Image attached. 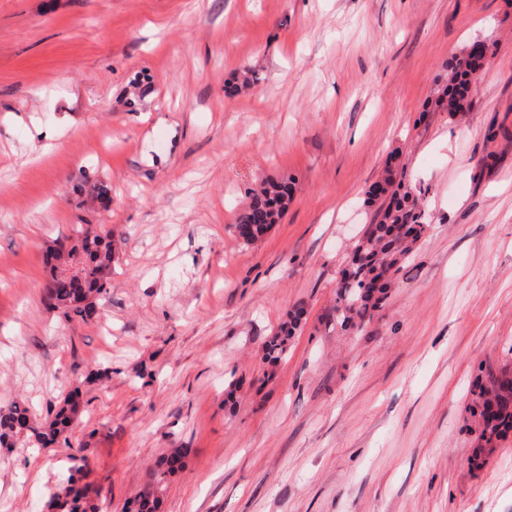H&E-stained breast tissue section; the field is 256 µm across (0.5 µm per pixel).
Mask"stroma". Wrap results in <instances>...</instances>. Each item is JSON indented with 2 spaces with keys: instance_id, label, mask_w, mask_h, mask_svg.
Instances as JSON below:
<instances>
[{
  "instance_id": "stroma-1",
  "label": "stroma",
  "mask_w": 512,
  "mask_h": 512,
  "mask_svg": "<svg viewBox=\"0 0 512 512\" xmlns=\"http://www.w3.org/2000/svg\"><path fill=\"white\" fill-rule=\"evenodd\" d=\"M476 40L470 107L429 111ZM390 174L430 228L344 329ZM268 180L288 210L243 242ZM79 224L117 248L69 324L42 253ZM491 369L512 372V0H0V408L81 401L67 443L0 447V512H48L79 448L100 512L175 448L162 512H512V432L471 462ZM304 310L302 307L293 311L288 321H285L279 327L277 333L272 336L264 345V357L271 363L279 361L287 352L288 341L297 333Z\"/></svg>"
}]
</instances>
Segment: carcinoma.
Segmentation results:
<instances>
[{
  "mask_svg": "<svg viewBox=\"0 0 512 512\" xmlns=\"http://www.w3.org/2000/svg\"><path fill=\"white\" fill-rule=\"evenodd\" d=\"M472 46L445 65V75L438 80L445 81L439 90L434 105L453 114L465 111L469 106L468 97L477 72L486 59L487 53L477 56ZM390 196L387 206L379 211L377 223L369 225L358 242L356 250L364 251L366 263L358 267L354 276L346 273L336 286V318L341 327L355 325L372 316L386 298L389 281L381 280L379 268H388L395 276L402 267V260L409 255L418 239L427 231L425 212L420 208L417 195L401 188H393V182L385 180L372 184L367 191V200L375 201L380 196ZM290 201L288 184L268 181L252 196V202L239 216L235 232L244 242L250 243L265 234L282 216ZM78 245L68 247L63 243L46 250L45 265L53 270L68 264L74 251L81 249L85 264L82 276L68 278L56 274L46 287L47 304L60 311L67 323L86 322L95 313L96 299L107 292L111 285L114 248L112 234L103 232L92 224H81L77 230ZM304 315L303 308L293 311L283 322L277 333L264 345V357L271 363L279 361L287 352L288 341L297 333ZM488 385L477 393L476 402L483 420L482 440L490 446L505 433L512 430V375L490 372ZM64 400L55 413L41 423H34L28 407L15 401L5 412H0V446L10 445L19 437L30 443L47 448L55 445L69 431L78 404L74 397ZM184 450L176 448L170 455L158 461L153 479L139 493L133 502L134 512H160L161 499L158 489L166 476L182 467ZM79 482L71 477L65 497L52 495V502L62 512H96L90 503L87 491L77 492L74 484Z\"/></svg>",
  "mask_w": 512,
  "mask_h": 512,
  "instance_id": "cac0c4a2",
  "label": "carcinoma"
}]
</instances>
